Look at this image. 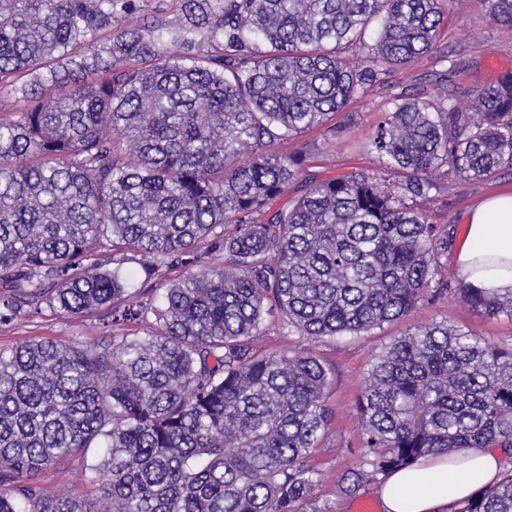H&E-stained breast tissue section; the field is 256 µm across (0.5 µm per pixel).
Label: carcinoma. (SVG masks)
Masks as SVG:
<instances>
[{"instance_id": "cac0c4a2", "label": "carcinoma", "mask_w": 512, "mask_h": 512, "mask_svg": "<svg viewBox=\"0 0 512 512\" xmlns=\"http://www.w3.org/2000/svg\"><path fill=\"white\" fill-rule=\"evenodd\" d=\"M141 2L0 0V91L27 102L0 116V320L106 306L114 326L97 344L0 351V512H305L331 372L258 350L266 317L314 339L369 335L450 290L436 276L452 236L409 201L439 175L512 166V73L473 114L395 99L377 170L311 181L275 210L301 160L267 147L429 52L441 0H175L180 22L127 25ZM485 2L512 23V0ZM101 252L147 280L189 273L144 302ZM453 290L512 319V291ZM130 322L149 327L117 331ZM358 412L367 459L336 494L428 455L501 448V479L458 512H512V349L420 325L375 355ZM91 448L103 508L42 491L45 469Z\"/></svg>"}]
</instances>
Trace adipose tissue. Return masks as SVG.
I'll return each instance as SVG.
<instances>
[{"mask_svg": "<svg viewBox=\"0 0 512 512\" xmlns=\"http://www.w3.org/2000/svg\"><path fill=\"white\" fill-rule=\"evenodd\" d=\"M467 224V242L455 257L460 277L491 290L512 287V191L478 203L468 212ZM502 470L498 448L422 458L380 485L382 512H443L496 482Z\"/></svg>", "mask_w": 512, "mask_h": 512, "instance_id": "adipose-tissue-1", "label": "adipose tissue"}]
</instances>
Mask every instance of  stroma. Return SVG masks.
I'll return each mask as SVG.
<instances>
[{"mask_svg":"<svg viewBox=\"0 0 512 512\" xmlns=\"http://www.w3.org/2000/svg\"><path fill=\"white\" fill-rule=\"evenodd\" d=\"M444 12L440 36L430 52L407 66L380 72L377 81L337 112L328 125L272 145L273 153L295 155L303 160L298 179L275 200V207H292L304 193L306 181L376 169L378 160L369 144L385 113L392 110L395 97L416 94L424 101L439 103L450 89L459 108L470 112L475 106L476 90L495 84L503 74L512 72V24L490 20L482 0H446ZM511 190L512 168L507 167L484 181L459 180L450 185L439 180L437 188L420 200L419 206L429 223L454 230L453 250L441 257L438 273L448 283L450 292L448 296L421 303L414 312L383 330L371 335L309 340L294 332L279 331L277 317H268V333L257 342L260 349L304 350L332 372L326 396L331 424L314 458L315 465L324 473L323 486L314 492L317 507L326 508L327 512H356L358 500L376 497L377 485L373 482L351 496H334L329 488L356 468L366 455L361 445L357 400L366 386L375 354L394 337L413 326L445 320L455 329L476 333L485 342L512 348V319L481 316L456 294L460 277L453 255L466 242L468 211L494 194ZM109 314V308L103 307L68 316L44 305L0 323V349L46 339L98 343L108 334L105 323ZM41 485L90 504L97 498L86 464L78 457L66 458L46 469Z\"/></svg>","mask_w":512,"mask_h":512,"instance_id":"obj_1","label":"stroma"}]
</instances>
